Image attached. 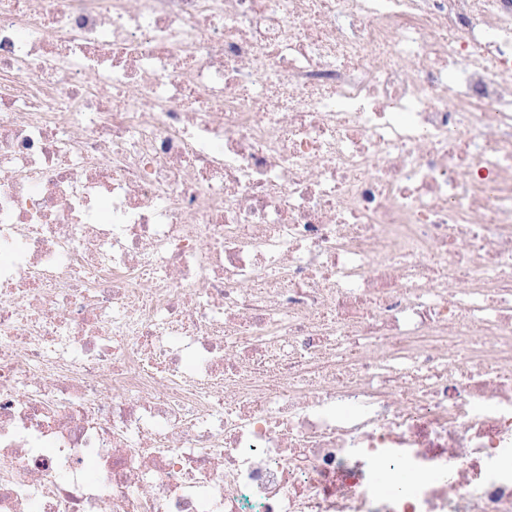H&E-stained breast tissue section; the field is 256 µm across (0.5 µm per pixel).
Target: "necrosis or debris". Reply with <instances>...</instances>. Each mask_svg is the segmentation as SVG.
I'll list each match as a JSON object with an SVG mask.
<instances>
[{
    "instance_id": "obj_1",
    "label": "necrosis or debris",
    "mask_w": 512,
    "mask_h": 512,
    "mask_svg": "<svg viewBox=\"0 0 512 512\" xmlns=\"http://www.w3.org/2000/svg\"><path fill=\"white\" fill-rule=\"evenodd\" d=\"M107 507L512 512V0H0V512Z\"/></svg>"
}]
</instances>
